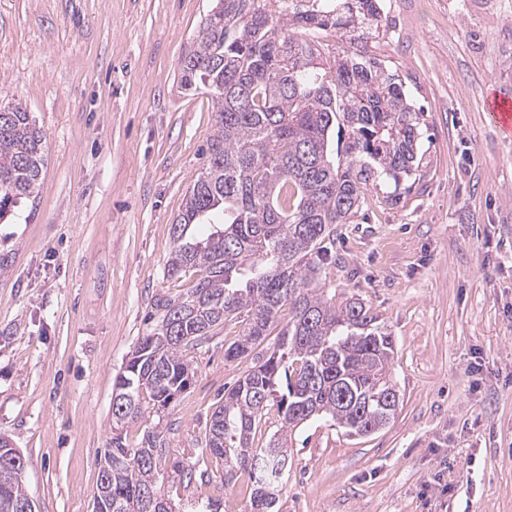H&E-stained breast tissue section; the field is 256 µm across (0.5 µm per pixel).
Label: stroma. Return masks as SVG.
<instances>
[{
  "instance_id": "35a3bbf8",
  "label": "stroma",
  "mask_w": 512,
  "mask_h": 512,
  "mask_svg": "<svg viewBox=\"0 0 512 512\" xmlns=\"http://www.w3.org/2000/svg\"><path fill=\"white\" fill-rule=\"evenodd\" d=\"M212 0H0V107L43 132L34 197L0 220V435L29 460L38 512H92L111 437L112 379L168 278L170 227L207 164L206 88L180 63ZM374 52L420 118L417 172L370 181L317 285L358 295L395 339L400 391L365 437L318 418L288 433L280 512H512V140L482 85L512 95V0H381ZM218 326L170 406V449L199 447L249 357ZM190 490L241 512L251 483L209 461Z\"/></svg>"
}]
</instances>
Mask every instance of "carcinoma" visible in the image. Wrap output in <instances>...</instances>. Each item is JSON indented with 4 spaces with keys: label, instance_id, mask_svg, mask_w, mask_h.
<instances>
[{
    "label": "carcinoma",
    "instance_id": "1",
    "mask_svg": "<svg viewBox=\"0 0 512 512\" xmlns=\"http://www.w3.org/2000/svg\"><path fill=\"white\" fill-rule=\"evenodd\" d=\"M216 0L181 62V85L202 84L215 112L207 166L171 224L164 271L199 273L178 298L158 297L155 324L112 384V438L98 466L107 493L96 512H175L171 485L188 489L208 458L224 461V484L252 480L242 512H277V466H288L284 432L324 417L367 436L394 417L400 392L389 365L394 339L364 302L341 303L311 287L335 247L336 225L358 213L368 184L419 168L420 115L399 75L365 46L322 56V32L369 39L380 0ZM343 136V156L331 152ZM42 133L20 106L0 108V218L39 186ZM223 218L198 239L192 226ZM283 326L273 351L224 391L194 462L170 458L169 407L195 374L197 347L228 319L243 324L224 359L249 356ZM276 408L280 431L254 445ZM153 419L134 445L123 429ZM28 498L22 480L0 483V512Z\"/></svg>",
    "mask_w": 512,
    "mask_h": 512
}]
</instances>
